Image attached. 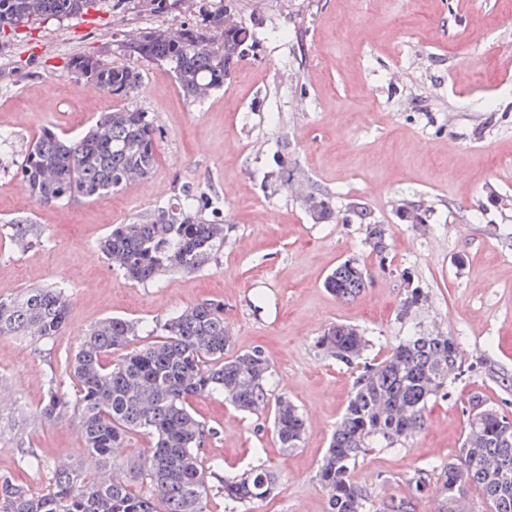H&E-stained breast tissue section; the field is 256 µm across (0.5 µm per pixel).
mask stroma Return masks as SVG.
Listing matches in <instances>:
<instances>
[{
  "label": "stroma",
  "mask_w": 512,
  "mask_h": 512,
  "mask_svg": "<svg viewBox=\"0 0 512 512\" xmlns=\"http://www.w3.org/2000/svg\"><path fill=\"white\" fill-rule=\"evenodd\" d=\"M219 5L197 0L149 12L103 0L79 18L0 38V132L9 137L0 146V296L62 283L70 301L68 326L53 341L0 338V475L32 491L45 486L48 474L27 465V449L85 465L74 421L45 422L36 408L50 379L72 390L63 364L87 329L126 317L147 344L156 322L220 300L230 355L265 351L271 400L288 396L305 420L301 446L287 451L271 411L239 412L217 395L193 402L198 419L218 430L201 450L209 471L231 477L263 466L279 475L272 497L237 512H328L316 475L357 374L318 345L339 323L366 336L369 361L419 331L457 338L465 371L430 402L425 430L371 449L352 473L376 502L438 512L435 489L416 493L414 477L428 464L456 461L470 396L512 414V389L501 383L512 378V0H240L257 47L202 101L184 98L158 62L139 61L144 82L123 102L66 67L76 53L129 64L119 48L128 33L180 29ZM121 103L154 120V174L94 201L36 204L16 173L31 141L46 128L80 133L95 113ZM283 148L334 195L336 223H310L289 188L267 191ZM188 185L221 209L227 236L215 257L147 283L113 269L101 239ZM355 199L389 226L386 258L366 245L364 225L345 222ZM406 202L421 206L425 224L400 218ZM18 218L42 231L23 251L11 239ZM349 258L370 278L343 301L324 280ZM408 277L428 300L403 321L397 308Z\"/></svg>",
  "instance_id": "1"
}]
</instances>
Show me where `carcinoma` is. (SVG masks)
Segmentation results:
<instances>
[{"label": "carcinoma", "mask_w": 512, "mask_h": 512, "mask_svg": "<svg viewBox=\"0 0 512 512\" xmlns=\"http://www.w3.org/2000/svg\"><path fill=\"white\" fill-rule=\"evenodd\" d=\"M99 0H0V35L40 20L72 19ZM256 46L255 32L245 18L224 23V9L206 13L202 24L182 29L178 39L163 30L141 42L123 45L124 55L161 62L173 73L185 96L224 87L229 70ZM69 69L85 84L119 98H128L142 85L134 66H112L97 54H77ZM156 128L149 114L121 106L100 114L84 135L66 137L46 129L28 147L17 173L39 205L97 199L123 191L136 176L149 177L155 168ZM269 188L298 177L288 156L274 160ZM311 204L303 205L315 224L337 219L334 196L312 183ZM205 203L188 188L174 199L119 224L105 237L101 249L113 269L144 283L171 272H195L224 247L226 229ZM347 222L365 225V243L379 256L387 248L389 229L359 203L349 207ZM12 240L28 248L41 238L29 219L10 222ZM365 265L356 258L339 264L325 288L341 300L356 297L366 286ZM427 295L415 286L405 289L398 312L407 319L424 305ZM69 318L63 286L23 288L0 297V336L48 342L60 335ZM158 340L129 349L138 337L137 325L122 317L107 318L91 328L79 343L65 372L75 381L70 394L50 380L38 411L47 422L70 416L76 421L88 460L86 467L52 463L32 450L26 462L47 469V485L32 493L0 475V512H208V471L200 455L206 437L216 431L192 413L191 401L215 393L241 411L256 413L268 400L270 362L260 348L225 356L231 339L224 326V302L207 300L156 323ZM327 355L351 366L367 347L358 329L338 324L318 341ZM125 351L115 363L103 358ZM462 375V358L452 336L416 333L395 345L381 361L363 365L344 413L332 435L318 471L328 497L329 512H403L404 506L376 505L372 496L352 481L359 458L379 443L400 445L426 426L430 400ZM467 429L456 463L430 466L437 473L435 488L443 512H461L468 489L481 488L491 512H512V415L472 399ZM274 431L280 446L297 448L304 421L296 405L281 399L275 409ZM152 437L136 474L124 473L112 448L134 433ZM277 474L264 467L220 480L224 499L242 503L270 496Z\"/></svg>", "instance_id": "obj_1"}]
</instances>
